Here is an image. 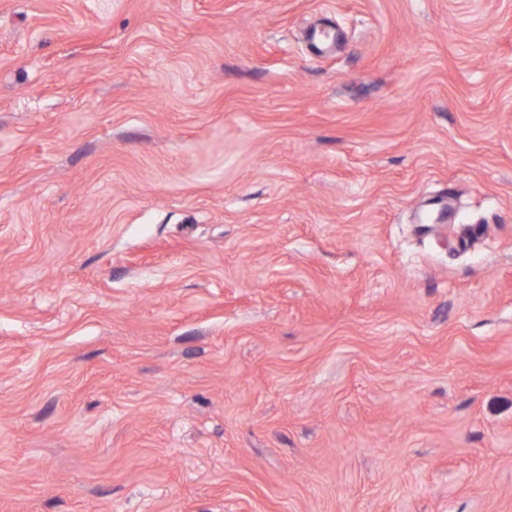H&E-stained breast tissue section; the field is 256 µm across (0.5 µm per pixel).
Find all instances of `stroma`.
Masks as SVG:
<instances>
[{
	"instance_id": "stroma-1",
	"label": "stroma",
	"mask_w": 512,
	"mask_h": 512,
	"mask_svg": "<svg viewBox=\"0 0 512 512\" xmlns=\"http://www.w3.org/2000/svg\"><path fill=\"white\" fill-rule=\"evenodd\" d=\"M0 512H512V0H0Z\"/></svg>"
}]
</instances>
